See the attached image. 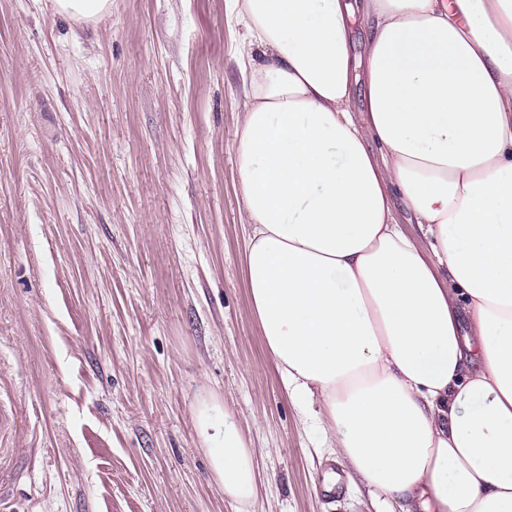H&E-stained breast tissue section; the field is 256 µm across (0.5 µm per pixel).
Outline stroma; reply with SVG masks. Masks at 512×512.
<instances>
[{
    "instance_id": "obj_1",
    "label": "stroma",
    "mask_w": 512,
    "mask_h": 512,
    "mask_svg": "<svg viewBox=\"0 0 512 512\" xmlns=\"http://www.w3.org/2000/svg\"><path fill=\"white\" fill-rule=\"evenodd\" d=\"M229 0H112L80 25L0 0V505L237 512L195 408L263 483L248 512H370L254 320ZM197 427L208 446L211 472L225 496L241 509L249 506L258 496L259 479L242 432L216 399L199 405Z\"/></svg>"
}]
</instances>
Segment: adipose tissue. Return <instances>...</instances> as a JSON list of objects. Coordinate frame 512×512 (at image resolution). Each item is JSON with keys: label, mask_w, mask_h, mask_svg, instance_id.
Returning a JSON list of instances; mask_svg holds the SVG:
<instances>
[{"label": "adipose tissue", "mask_w": 512, "mask_h": 512, "mask_svg": "<svg viewBox=\"0 0 512 512\" xmlns=\"http://www.w3.org/2000/svg\"><path fill=\"white\" fill-rule=\"evenodd\" d=\"M230 3L244 266L285 390L384 512H512V0ZM197 427L249 506L242 432L215 399Z\"/></svg>", "instance_id": "ef3b65f1"}]
</instances>
